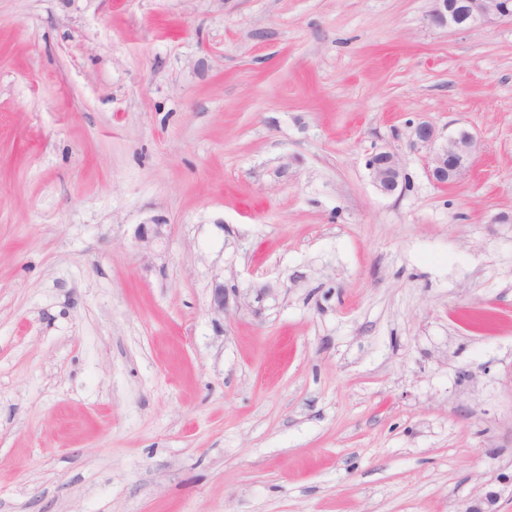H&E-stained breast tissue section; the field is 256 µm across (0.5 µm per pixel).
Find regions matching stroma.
Masks as SVG:
<instances>
[{"mask_svg": "<svg viewBox=\"0 0 512 512\" xmlns=\"http://www.w3.org/2000/svg\"><path fill=\"white\" fill-rule=\"evenodd\" d=\"M430 9L0 0V512H512V23ZM478 150L476 138L467 130L448 136L447 142L434 152L429 172L439 184H451L474 162ZM368 166L379 191L386 195H392L398 190L402 183L403 173L391 152H376L371 157Z\"/></svg>", "mask_w": 512, "mask_h": 512, "instance_id": "35a3bbf8", "label": "stroma"}]
</instances>
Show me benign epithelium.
Masks as SVG:
<instances>
[{"label": "benign epithelium", "instance_id": "7a95c632", "mask_svg": "<svg viewBox=\"0 0 512 512\" xmlns=\"http://www.w3.org/2000/svg\"><path fill=\"white\" fill-rule=\"evenodd\" d=\"M430 22L451 30H471L493 25L504 20L512 21V0H431ZM414 142L431 145L436 131L428 122L417 124L412 132ZM478 150L476 138L467 130H460L448 137L447 142L434 152L429 172L439 184H451L474 162ZM369 169L376 187L386 195L394 194L402 183L403 173L394 155L389 151L375 153L369 161ZM136 238L149 249L164 236V225L141 224ZM497 493L487 492L484 497L469 505L465 512H498L495 509Z\"/></svg>", "mask_w": 512, "mask_h": 512}]
</instances>
